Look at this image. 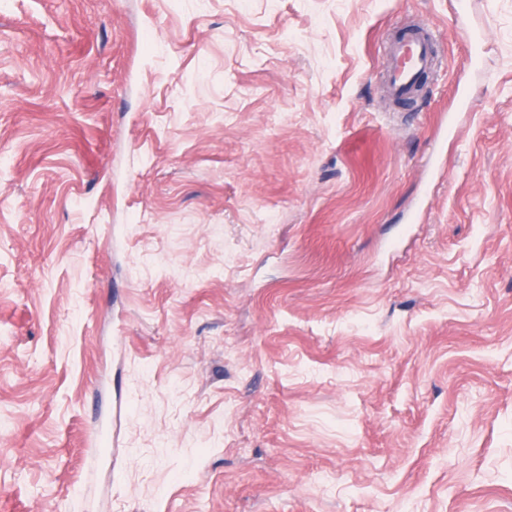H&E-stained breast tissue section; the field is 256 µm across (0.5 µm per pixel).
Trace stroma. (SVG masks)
<instances>
[{
    "label": "stroma",
    "instance_id": "35a3bbf8",
    "mask_svg": "<svg viewBox=\"0 0 512 512\" xmlns=\"http://www.w3.org/2000/svg\"><path fill=\"white\" fill-rule=\"evenodd\" d=\"M0 156V512H512V0H0ZM435 44V32L421 30L410 31L380 46L384 86L390 98H406L420 75L438 67Z\"/></svg>",
    "mask_w": 512,
    "mask_h": 512
}]
</instances>
